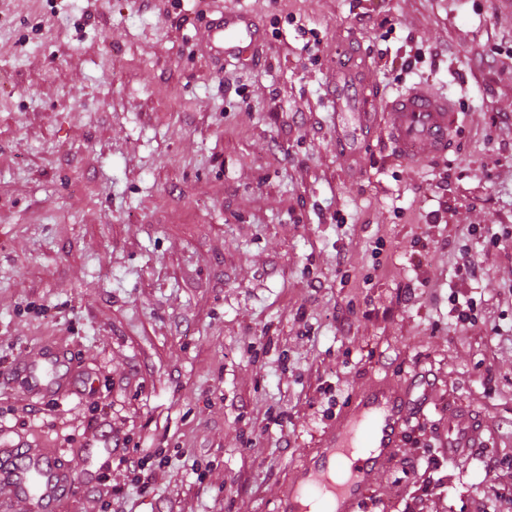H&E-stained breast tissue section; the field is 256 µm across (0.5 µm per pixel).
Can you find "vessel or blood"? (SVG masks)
<instances>
[{"mask_svg":"<svg viewBox=\"0 0 512 512\" xmlns=\"http://www.w3.org/2000/svg\"><path fill=\"white\" fill-rule=\"evenodd\" d=\"M252 21L228 11L213 38L225 55L242 59L255 40ZM390 138L402 160L415 161L445 154L454 129L446 97L416 86L385 106ZM7 375L21 378L34 396H57L68 381L52 352L38 350L9 366ZM410 415L405 385L378 382L359 393L329 429L320 448L281 498L278 512H356L371 480L397 457ZM482 427L471 413L457 410L448 419V454L455 457L476 447ZM73 477L62 471L51 454L34 443L0 450V483L25 500L29 512H50L69 491Z\"/></svg>","mask_w":512,"mask_h":512,"instance_id":"obj_1","label":"vessel or blood"}]
</instances>
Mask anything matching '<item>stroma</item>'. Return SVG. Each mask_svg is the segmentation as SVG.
<instances>
[{
  "label": "stroma",
  "mask_w": 512,
  "mask_h": 512,
  "mask_svg": "<svg viewBox=\"0 0 512 512\" xmlns=\"http://www.w3.org/2000/svg\"><path fill=\"white\" fill-rule=\"evenodd\" d=\"M227 10L252 17L253 61L211 44ZM343 58L367 114L336 109L357 93ZM417 84L457 122L445 156L405 162L383 107ZM44 347L72 391L0 376V444L72 472L54 512H92L102 471L106 512H276L378 381L411 382L412 412L359 512H494L512 495V0H0V369ZM459 409L486 445L456 460ZM129 456L153 462L149 493ZM352 82H360V76L356 75V71L353 69H348L347 67H341L336 66V83H344L347 85L348 83ZM360 85H362L361 92H362V99L358 98L355 100L342 98L337 96L336 98V104L343 100L344 106L343 108L350 112H368L366 110H362L360 108V104H365L369 101L370 96L366 94L367 90H370L368 86L364 85V82H360Z\"/></svg>",
  "instance_id": "stroma-1"
}]
</instances>
